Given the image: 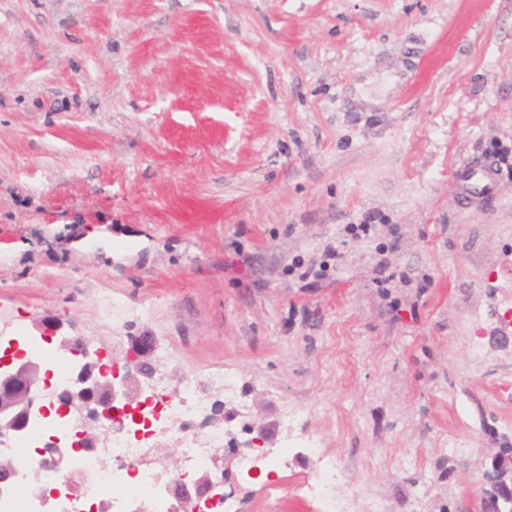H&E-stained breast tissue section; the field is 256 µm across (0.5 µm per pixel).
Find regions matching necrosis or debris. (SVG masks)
I'll return each mask as SVG.
<instances>
[{"label": "necrosis or debris", "mask_w": 512, "mask_h": 512, "mask_svg": "<svg viewBox=\"0 0 512 512\" xmlns=\"http://www.w3.org/2000/svg\"><path fill=\"white\" fill-rule=\"evenodd\" d=\"M35 352L48 365L49 384L45 401H53L65 388L70 360L59 358L52 342L34 341L18 329L0 325V356ZM148 396L140 423L115 420L102 423L105 440L101 448L74 457L68 470L47 469L36 450L42 445L45 428L35 424L23 441L0 437V456L16 459L17 480L6 500L0 501V512H39L41 487L63 488L69 472L90 475L88 502L113 507L144 503L150 512H177L175 500L164 489L176 480L190 481L202 472L212 473L216 483L224 474L217 463L227 446L232 431L216 417V405H242L240 385L230 372L210 374L206 380L187 375L176 386L165 380L149 383ZM302 433L299 418L286 412L282 444L277 448H253L241 445L235 450L240 478H249L253 470H273L288 462L289 451ZM180 441L182 465L171 472L165 460L154 453L155 446L168 439ZM26 447V455H18V447ZM336 466L329 463L317 468L305 489L306 496L317 501L322 512H355L352 498L336 494Z\"/></svg>", "instance_id": "1"}]
</instances>
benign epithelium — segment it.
<instances>
[{
	"mask_svg": "<svg viewBox=\"0 0 512 512\" xmlns=\"http://www.w3.org/2000/svg\"><path fill=\"white\" fill-rule=\"evenodd\" d=\"M62 350L81 358L69 379V386L58 397L57 415L90 411L95 421L123 419L135 416L143 403H134L140 390L142 369L151 365L155 346L149 336H135L131 340V353L135 366L126 376L116 379L112 370L97 367L94 357L98 351L90 349L80 337L62 336L59 340ZM48 371L41 358L34 354L12 358H0V436L21 440L30 426L47 417V408L38 404V399L47 384ZM102 444L99 434L90 429L80 432L72 447L92 451ZM63 445L54 440L45 443L40 453L46 464L60 469L65 457ZM496 464L483 469L482 485L484 500L492 497H512V457L494 454ZM16 475L14 464H0V498L7 497ZM215 486L209 472L200 474L191 484L174 482L168 487L169 493L179 504V512H198V501L209 494Z\"/></svg>",
	"mask_w": 512,
	"mask_h": 512,
	"instance_id": "obj_1",
	"label": "benign epithelium"
}]
</instances>
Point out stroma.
I'll use <instances>...</instances> for the list:
<instances>
[{
  "instance_id": "1",
  "label": "stroma",
  "mask_w": 512,
  "mask_h": 512,
  "mask_svg": "<svg viewBox=\"0 0 512 512\" xmlns=\"http://www.w3.org/2000/svg\"><path fill=\"white\" fill-rule=\"evenodd\" d=\"M509 310L512 0H0V321L233 370L273 447L294 406L321 451L253 512H318L323 454L384 512H483ZM460 178L467 192L483 190L492 183L494 169L490 165L482 166L479 169L467 168L461 171Z\"/></svg>"
}]
</instances>
